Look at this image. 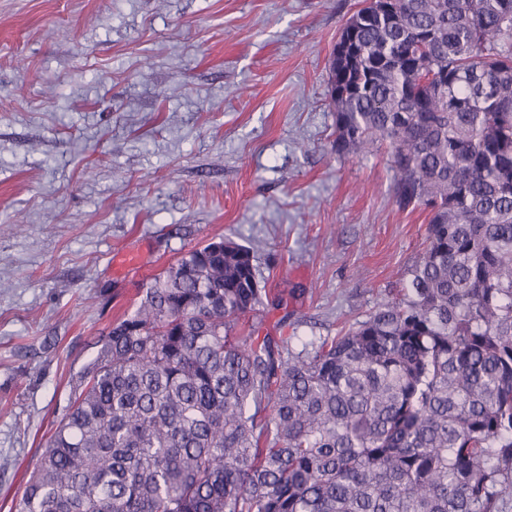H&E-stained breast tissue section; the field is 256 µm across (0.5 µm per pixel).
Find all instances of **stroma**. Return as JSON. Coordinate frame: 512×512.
Instances as JSON below:
<instances>
[{
    "instance_id": "1",
    "label": "stroma",
    "mask_w": 512,
    "mask_h": 512,
    "mask_svg": "<svg viewBox=\"0 0 512 512\" xmlns=\"http://www.w3.org/2000/svg\"><path fill=\"white\" fill-rule=\"evenodd\" d=\"M363 0H0V512L78 372L184 254L254 247L240 333L334 336L398 295L426 215L337 155L333 47ZM136 267H128V259Z\"/></svg>"
}]
</instances>
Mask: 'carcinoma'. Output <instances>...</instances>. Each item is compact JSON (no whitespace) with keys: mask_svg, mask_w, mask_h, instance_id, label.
Instances as JSON below:
<instances>
[{"mask_svg":"<svg viewBox=\"0 0 512 512\" xmlns=\"http://www.w3.org/2000/svg\"><path fill=\"white\" fill-rule=\"evenodd\" d=\"M329 67L332 147H386L427 213L397 298L338 335H235L251 247L190 250L112 323L16 512H506L512 497V8L376 0Z\"/></svg>","mask_w":512,"mask_h":512,"instance_id":"1","label":"carcinoma"}]
</instances>
